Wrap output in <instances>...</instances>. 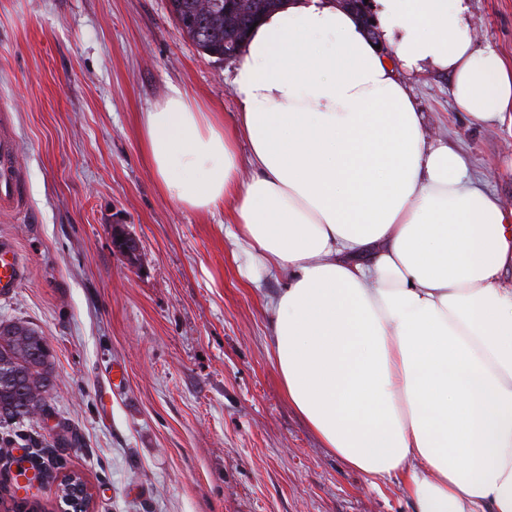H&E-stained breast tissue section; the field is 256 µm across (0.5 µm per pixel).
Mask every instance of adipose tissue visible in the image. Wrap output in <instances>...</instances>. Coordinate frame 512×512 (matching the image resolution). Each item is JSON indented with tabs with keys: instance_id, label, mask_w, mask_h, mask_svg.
I'll use <instances>...</instances> for the list:
<instances>
[{
	"instance_id": "obj_1",
	"label": "adipose tissue",
	"mask_w": 512,
	"mask_h": 512,
	"mask_svg": "<svg viewBox=\"0 0 512 512\" xmlns=\"http://www.w3.org/2000/svg\"><path fill=\"white\" fill-rule=\"evenodd\" d=\"M372 8L393 55L334 0H289L235 61L234 126L173 87L144 149L163 194L223 208L240 255L284 278L275 366L323 447L414 512H512V211L428 140L405 82L447 73L459 108L502 121L512 64L475 50L468 0Z\"/></svg>"
}]
</instances>
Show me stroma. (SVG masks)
Returning a JSON list of instances; mask_svg holds the SVG:
<instances>
[{"mask_svg":"<svg viewBox=\"0 0 512 512\" xmlns=\"http://www.w3.org/2000/svg\"><path fill=\"white\" fill-rule=\"evenodd\" d=\"M476 48L512 61V0H469ZM232 64L181 31L168 0H0V136L13 138L23 204L0 238L24 261L0 321H24L54 358L46 397L79 439L34 440L79 473L94 512H412L395 483L347 466L290 405L264 307L281 279L248 285L224 212L164 195L141 114L177 86L232 122ZM430 139L466 152L512 210V124L472 120L448 76L406 79ZM139 243L137 261L112 244Z\"/></svg>","mask_w":512,"mask_h":512,"instance_id":"obj_1","label":"stroma"}]
</instances>
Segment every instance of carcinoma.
<instances>
[{"label":"carcinoma","mask_w":512,"mask_h":512,"mask_svg":"<svg viewBox=\"0 0 512 512\" xmlns=\"http://www.w3.org/2000/svg\"><path fill=\"white\" fill-rule=\"evenodd\" d=\"M283 0H169L182 32L204 53L238 52L253 21ZM53 355L42 332L24 322L0 326V423L32 421L46 411L43 388L52 384ZM85 485L74 473L59 483L63 499Z\"/></svg>","instance_id":"obj_1"}]
</instances>
